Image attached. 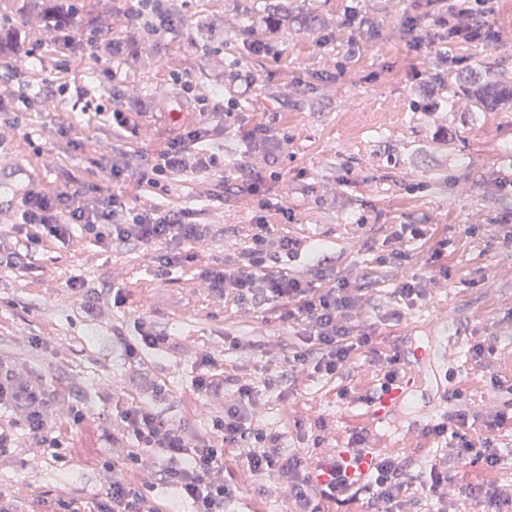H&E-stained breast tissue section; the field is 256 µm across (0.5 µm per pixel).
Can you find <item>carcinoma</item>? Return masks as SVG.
<instances>
[{
    "label": "carcinoma",
    "mask_w": 512,
    "mask_h": 512,
    "mask_svg": "<svg viewBox=\"0 0 512 512\" xmlns=\"http://www.w3.org/2000/svg\"><path fill=\"white\" fill-rule=\"evenodd\" d=\"M83 21L90 28L100 26L101 20L83 16L81 0H17L11 11L0 17V43L16 52L26 41V27L39 26L58 32L70 24ZM93 53L105 58H117L128 65L136 63V57L128 44L102 36L94 45ZM474 107L486 112L501 101L512 100V87L507 88L493 80L483 81L468 92Z\"/></svg>",
    "instance_id": "1"
}]
</instances>
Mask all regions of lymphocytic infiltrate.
Masks as SVG:
<instances>
[{"mask_svg":"<svg viewBox=\"0 0 512 512\" xmlns=\"http://www.w3.org/2000/svg\"><path fill=\"white\" fill-rule=\"evenodd\" d=\"M210 131L203 126L182 128L153 156L127 160L112 166L110 174L118 188L100 205L88 201L85 187H64L52 191L29 190L20 201L22 222L14 232L24 238L23 251L0 244V266L25 267L43 251L47 240H62L84 231L102 247L134 245L155 249L159 275L180 265L184 257L174 247L198 239L207 232L200 211L173 209L152 204L135 208L128 204V192L121 181L130 175L137 187L160 188L168 173H206L223 170L224 155L205 149ZM66 221H59V214ZM265 221L250 225L248 244L234 265L210 268L202 273L210 288L237 305L261 307L269 296L283 302L279 321L302 333L306 342L295 366L326 376L347 363L352 352L369 346L368 334H354L351 324L355 291L347 280L325 288L288 276L279 267L266 264L267 247L285 255L296 251L297 242L282 236L271 240ZM238 397L214 425L210 439L196 443L185 440L181 428L163 422L144 404H119L115 411L128 438L137 449L156 452L162 459L161 478L174 485L190 501L194 512H224L231 490L215 482L214 471L226 461H235L253 477L277 475L283 482L296 512H327L329 504L358 500L362 486L348 475V463L367 459L371 478L372 512H400L401 498L419 493L421 500L441 502L450 483H457L468 502V512H500L512 504V484L488 480L490 470L502 465L500 442L512 437V415L498 410L474 425L472 411L461 392H452L448 411L441 421L419 428L415 439L420 448L441 442L448 454L436 455L425 467L411 470L406 459L382 453L375 435L364 426L353 428L341 446L339 456L325 458L314 449L285 450L279 432L255 427L251 407L255 401L252 382L243 381ZM20 405L26 409L24 432L37 443L59 447L60 425L46 419L48 399L39 387L19 386L9 371L0 369V406ZM97 512H160L153 498L127 478L113 481L97 503Z\"/></svg>","mask_w":512,"mask_h":512,"instance_id":"obj_1","label":"lymphocytic infiltrate"}]
</instances>
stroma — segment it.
<instances>
[{"instance_id":"obj_1","label":"stroma","mask_w":512,"mask_h":512,"mask_svg":"<svg viewBox=\"0 0 512 512\" xmlns=\"http://www.w3.org/2000/svg\"><path fill=\"white\" fill-rule=\"evenodd\" d=\"M259 2L172 0L178 23L135 43L132 67L101 61L84 41L68 44L61 33L37 27L28 30L24 52L0 65L8 77L0 92L9 96L0 112V236L11 237L20 223L26 190L83 183L110 190L112 162L153 154L180 128L211 122L205 98L224 104V133L215 144L226 163L264 178L256 195L225 192L218 172L172 173L162 191L131 193L130 205L199 210L209 226L206 237L180 244L190 260L165 277L155 273L153 251L106 250L79 233L48 242L32 268L0 267V361L17 383L43 387L53 420L76 407L86 413L59 448L22 435L0 457V501L15 512H53L60 496L91 512L120 473L145 487L160 512H193L161 481L154 452H140L124 468L129 443L113 411L119 401L149 405L193 441L210 434L239 381L250 378L258 422L278 427L283 446H295L296 424L321 420V450L332 455L348 429L366 424L368 404L339 393L372 378L367 350L330 380L289 371L288 358L304 344L276 319L280 299L237 307L201 278L202 270L235 263L245 231L261 214L273 236L299 243L293 256L276 258L290 276L314 282L323 273L360 290L357 323L377 349L389 351L400 340L426 349L446 344L447 361H436L430 380L379 429L386 453L425 466L433 451L413 448L409 425L427 413L440 417L454 389L480 412L512 402L510 392L483 397L468 385L470 348L483 336L499 338L490 364L512 367V108L474 111L460 90L479 77L512 86V0H491L484 18L491 37L478 41L451 35L448 0H290L288 28L269 51L260 48ZM83 5L109 36L132 33L136 0ZM205 17L219 24V41L198 39L195 24ZM61 63L67 91L48 96L44 80ZM130 105L136 113L129 125H113V113ZM63 123L72 128L64 137L56 132ZM259 124L276 137L275 151L247 140ZM281 204L290 219L279 214ZM393 224L438 225L448 240L447 273H440L430 242L389 240ZM394 248L406 254L402 264L380 263ZM414 276L426 296L397 304L396 288ZM74 277L85 292L69 288ZM117 291L125 297L118 306ZM89 293L99 298L91 314L84 308ZM142 320L169 341L133 362L124 344L135 340ZM228 336L244 349H228ZM203 373L221 382L218 393H198L194 381ZM147 380L158 392L144 389ZM224 483L234 490L228 512L294 508L276 478L254 479L234 462L224 468Z\"/></svg>"}]
</instances>
